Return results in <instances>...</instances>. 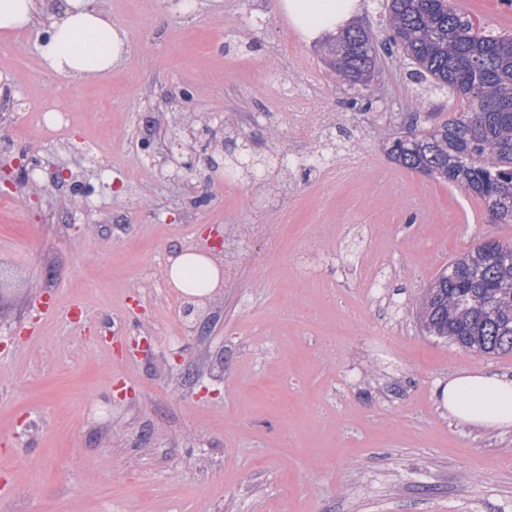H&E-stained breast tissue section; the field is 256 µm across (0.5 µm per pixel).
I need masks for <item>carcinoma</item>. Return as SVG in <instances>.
Returning <instances> with one entry per match:
<instances>
[{
  "instance_id": "cac0c4a2",
  "label": "carcinoma",
  "mask_w": 512,
  "mask_h": 512,
  "mask_svg": "<svg viewBox=\"0 0 512 512\" xmlns=\"http://www.w3.org/2000/svg\"><path fill=\"white\" fill-rule=\"evenodd\" d=\"M386 36L358 23L323 44L336 81L361 95L377 76L376 52L399 47L410 86L409 132L387 134L396 165L479 198L489 222L512 224V34L480 30L453 0H383ZM460 110L423 111L432 94ZM269 154L226 170L255 177L279 167ZM422 330L485 355L512 353V242L480 243L448 263L418 298Z\"/></svg>"
}]
</instances>
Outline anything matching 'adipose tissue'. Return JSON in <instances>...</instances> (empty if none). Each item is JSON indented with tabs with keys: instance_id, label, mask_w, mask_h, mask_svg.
<instances>
[{
	"instance_id": "obj_1",
	"label": "adipose tissue",
	"mask_w": 512,
	"mask_h": 512,
	"mask_svg": "<svg viewBox=\"0 0 512 512\" xmlns=\"http://www.w3.org/2000/svg\"><path fill=\"white\" fill-rule=\"evenodd\" d=\"M54 22L38 47L47 69L68 79H95L111 73L123 57L127 38L95 0H54ZM275 8L307 38L339 32L359 15L358 0H276ZM171 280L187 295L212 289L217 259L184 252L171 263ZM449 416L485 430L512 426V377L481 368L449 375L442 390Z\"/></svg>"
}]
</instances>
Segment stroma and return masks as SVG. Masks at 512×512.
I'll use <instances>...</instances> for the list:
<instances>
[{
    "label": "stroma",
    "instance_id": "stroma-1",
    "mask_svg": "<svg viewBox=\"0 0 512 512\" xmlns=\"http://www.w3.org/2000/svg\"><path fill=\"white\" fill-rule=\"evenodd\" d=\"M95 4L127 50L92 84L44 67L46 17L0 34V81L13 87L0 129L27 123L0 162L67 168L97 198L79 207L44 180L0 194V512H512V427L460 424L440 398L458 369L512 375V354L425 335L415 313L449 260L512 241V224L388 159L384 133L409 98L398 57L382 60L366 98L332 78L312 89L333 121L306 132L274 108L266 72L297 81L317 53L274 0H196L190 13ZM63 87L69 130L43 137L32 120ZM184 89L245 133L272 105L262 145L355 165L342 180L289 177L278 194L237 176L193 206L190 184L156 160ZM275 224L288 227L277 248ZM220 233L235 271L190 332L168 254ZM366 249L387 261L371 293ZM116 322L126 332L106 342Z\"/></svg>",
    "mask_w": 512,
    "mask_h": 512
}]
</instances>
